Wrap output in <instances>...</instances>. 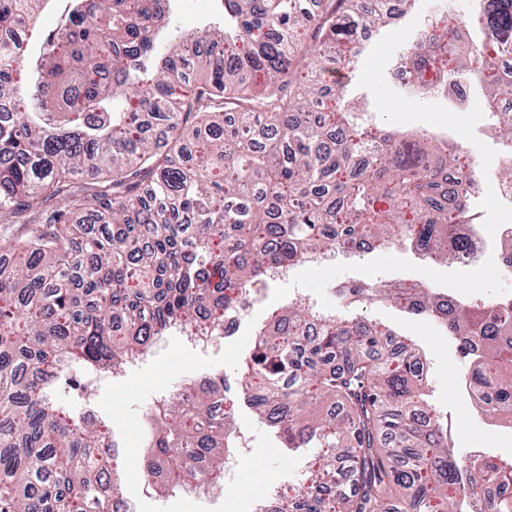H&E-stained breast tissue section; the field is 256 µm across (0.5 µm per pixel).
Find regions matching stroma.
Returning a JSON list of instances; mask_svg holds the SVG:
<instances>
[{
  "label": "stroma",
  "instance_id": "stroma-1",
  "mask_svg": "<svg viewBox=\"0 0 512 512\" xmlns=\"http://www.w3.org/2000/svg\"><path fill=\"white\" fill-rule=\"evenodd\" d=\"M444 9V0H418L410 14L389 24L382 34L368 38L369 73L361 77L356 91L374 98L376 125L405 131L437 128L448 140L463 147L483 183L482 190L470 198L469 206L491 232L497 225L512 224V213L502 211L495 199L498 173L484 164L486 157L503 146L502 140L487 133L491 116L477 104L466 112H451L437 99L403 95L386 72L429 15ZM357 280L380 286L418 283L465 300L512 293V278L504 276L499 263L490 257L463 268L455 263L427 262L408 248L392 246L338 260L327 268L301 264L288 280L274 283L265 297L241 316L235 335L218 340L207 349L195 350L172 331L165 343L144 353L139 365L124 379L86 375L82 378L83 389L61 384L48 389L47 397L71 417L92 413L111 427L119 452L120 494L132 512H248L246 489L294 486L319 455L316 444L282 448L274 430L261 423L245 404H238L236 427L250 436V453L235 470L225 471L222 490L214 498L192 500L178 488L159 490L147 486L142 470L148 435L145 411L196 375L235 379L253 346L256 327L266 322L273 309L306 293L313 295L318 307L336 309V287ZM345 317L387 327L417 341L424 349L428 358V401L447 417L457 456H464L466 449L475 447L488 449L493 455L512 452V427L502 425L494 413L476 407L462 390L456 345L434 321L409 315L389 302L347 309Z\"/></svg>",
  "mask_w": 512,
  "mask_h": 512
}]
</instances>
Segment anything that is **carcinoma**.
Here are the masks:
<instances>
[{"mask_svg":"<svg viewBox=\"0 0 512 512\" xmlns=\"http://www.w3.org/2000/svg\"><path fill=\"white\" fill-rule=\"evenodd\" d=\"M48 2L0 0V512H110L101 475L117 454L95 449L111 428L54 408L47 383L77 362L110 373L175 323L218 330L271 269L313 253L408 243L454 260L478 177L459 146L358 125L365 108L337 105L341 82L297 76L307 41L346 48L353 72L360 31L392 19L364 0H220L222 27L184 34L174 0H64L23 76L18 38ZM439 23L402 49L412 94L471 74L512 142V0H479L474 38L451 52ZM336 293L435 319L465 388L512 416V306H446L418 285ZM393 336L296 301L257 331L240 397L284 447L324 448L321 479L268 512H449L458 497L512 512V464L455 457L423 354ZM234 413L222 381L150 407L145 477L219 485Z\"/></svg>","mask_w":512,"mask_h":512,"instance_id":"obj_1","label":"carcinoma"}]
</instances>
